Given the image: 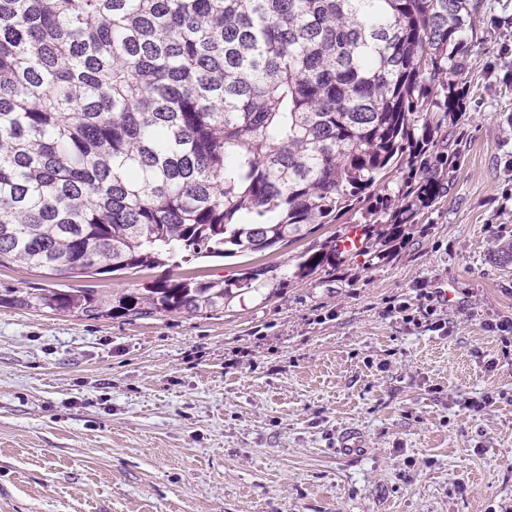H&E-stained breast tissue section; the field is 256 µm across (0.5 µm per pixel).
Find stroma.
Masks as SVG:
<instances>
[{"mask_svg": "<svg viewBox=\"0 0 512 512\" xmlns=\"http://www.w3.org/2000/svg\"><path fill=\"white\" fill-rule=\"evenodd\" d=\"M483 2L462 106L433 115L434 150L459 143L449 189L382 251L296 275L300 252L387 223L363 205L262 254L72 278L0 267V294L118 297L256 265L280 280L194 315L0 306V512H512V355L487 328L512 318V0ZM425 292L447 331L392 312ZM349 429L364 446L346 457Z\"/></svg>", "mask_w": 512, "mask_h": 512, "instance_id": "obj_1", "label": "stroma"}]
</instances>
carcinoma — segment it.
Listing matches in <instances>:
<instances>
[{
	"instance_id": "obj_1",
	"label": "carcinoma",
	"mask_w": 512,
	"mask_h": 512,
	"mask_svg": "<svg viewBox=\"0 0 512 512\" xmlns=\"http://www.w3.org/2000/svg\"><path fill=\"white\" fill-rule=\"evenodd\" d=\"M482 0H0V266L68 277L256 254L307 237L408 167L443 193L422 86L458 110ZM306 251L305 278L336 264ZM164 278L0 294L86 317L224 308L276 279Z\"/></svg>"
}]
</instances>
